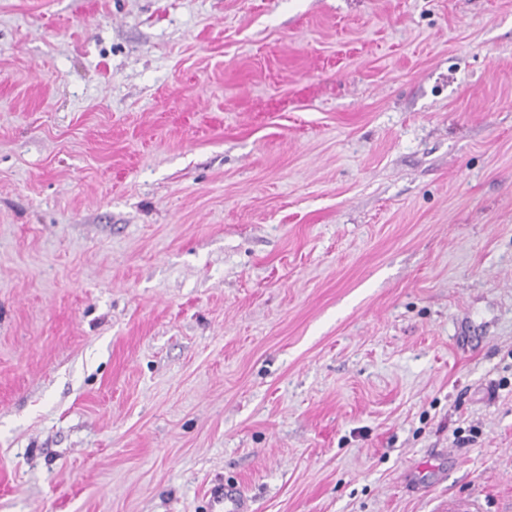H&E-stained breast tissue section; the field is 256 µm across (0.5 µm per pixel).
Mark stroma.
Masks as SVG:
<instances>
[{"label":"stroma","mask_w":512,"mask_h":512,"mask_svg":"<svg viewBox=\"0 0 512 512\" xmlns=\"http://www.w3.org/2000/svg\"><path fill=\"white\" fill-rule=\"evenodd\" d=\"M512 512V0H0V512ZM210 512H254L252 500L240 485L224 483L210 497Z\"/></svg>","instance_id":"1"}]
</instances>
